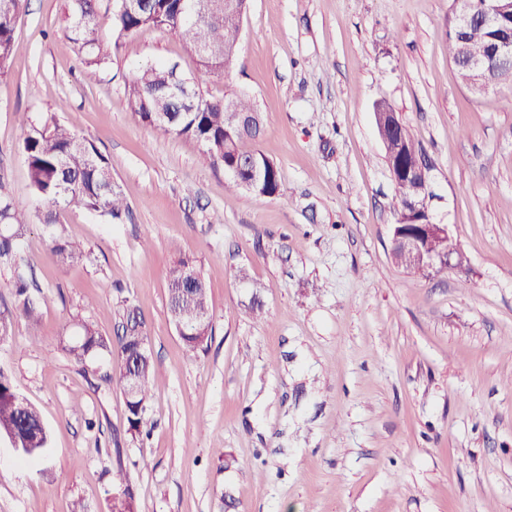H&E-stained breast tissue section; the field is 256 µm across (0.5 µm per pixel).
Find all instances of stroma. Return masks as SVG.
I'll list each match as a JSON object with an SVG mask.
<instances>
[{"label": "stroma", "instance_id": "obj_1", "mask_svg": "<svg viewBox=\"0 0 512 512\" xmlns=\"http://www.w3.org/2000/svg\"><path fill=\"white\" fill-rule=\"evenodd\" d=\"M65 7L26 0L17 19L0 192L30 204L22 140L53 120L110 159L130 214L60 210L91 254L61 267L31 209L17 251L31 297L50 298L37 327L0 267V369L49 434L35 460L0 441V512H109L119 473L138 512H512V86L461 81L452 0H250L233 71L203 92L254 102L274 196L232 189L194 140L130 111L133 73L187 66L177 36L141 31L91 76ZM380 101L421 144L428 220L449 225L467 271L429 280L393 264ZM182 258L210 295L194 358L168 309ZM129 309L156 366L142 436L115 357L82 366L61 347L76 318L115 339Z\"/></svg>", "mask_w": 512, "mask_h": 512}]
</instances>
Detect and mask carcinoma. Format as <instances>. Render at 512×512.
<instances>
[{
    "label": "carcinoma",
    "mask_w": 512,
    "mask_h": 512,
    "mask_svg": "<svg viewBox=\"0 0 512 512\" xmlns=\"http://www.w3.org/2000/svg\"><path fill=\"white\" fill-rule=\"evenodd\" d=\"M24 0H0V78L7 75L14 48V32ZM101 0H67L65 15L67 30L84 67L95 73L111 57L112 46L136 35L143 29H157L179 37L191 63L188 70L175 67L148 66L141 69L127 85L131 112L151 127L191 138L204 149L212 164L233 165L241 160H255L261 167L262 184L257 194L274 196L280 187L277 165L255 148L262 121L259 112L245 95H233L236 106L253 114V126L229 127L225 124L224 102L227 97L209 98L200 90L202 78L223 74L231 69L238 57L240 15L226 6L225 0H152L148 9L128 4L105 12L115 36L114 45L102 37L100 20ZM489 33L478 23L462 30L449 27L448 57L457 62L460 46L467 48L473 58H481L488 51ZM389 141L387 149L402 143L403 158H394L395 176L392 177L395 212L398 221L406 219L407 198L414 184L406 181L401 167L417 166L424 162L423 149L415 141L405 124L385 130ZM23 149L28 165L33 193L39 202L65 208H82L120 220L129 211L119 186L112 179V164L96 145L57 122L43 129H34L24 139ZM43 223L51 225L49 253L53 261L66 266L89 258L81 245L71 240L65 225L57 214L49 210ZM0 225L6 226L0 234V264L12 261L17 241L27 232L28 222L24 205L0 194ZM191 263L180 260L169 274L168 307L188 321L201 310H210V299L204 278H199L195 292H180L183 269ZM15 302L28 322L35 324L39 312L27 293L22 278L14 284ZM125 335L112 343L89 322L74 323L76 337L63 349L78 363L102 353L116 354L120 382L126 373L135 369L138 387L126 401L129 430L140 432L145 405L150 397L155 363L149 351L147 336L136 319L129 320ZM0 436L15 440L24 452H40L47 446L48 432L40 412L29 404L17 402L10 376L0 369ZM117 489L122 496L114 499L110 512H136L135 495L124 477H118Z\"/></svg>",
    "instance_id": "cac0c4a2"
}]
</instances>
